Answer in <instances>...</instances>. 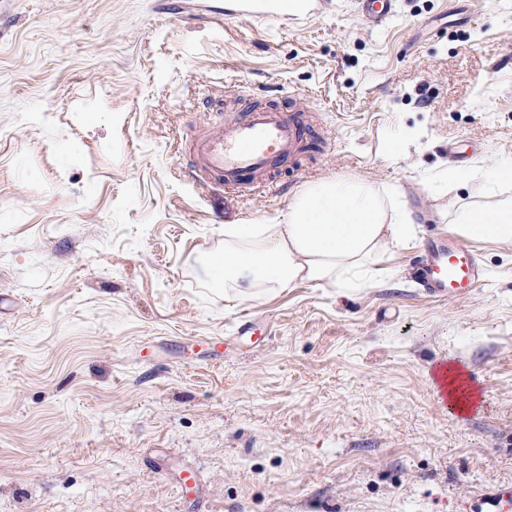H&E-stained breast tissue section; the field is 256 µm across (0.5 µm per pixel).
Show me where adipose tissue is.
I'll return each mask as SVG.
<instances>
[{
	"label": "adipose tissue",
	"instance_id": "1",
	"mask_svg": "<svg viewBox=\"0 0 512 512\" xmlns=\"http://www.w3.org/2000/svg\"><path fill=\"white\" fill-rule=\"evenodd\" d=\"M444 181H476L480 200L448 215L450 231L512 243V158L467 173L444 170ZM414 220L394 185L363 178L325 179L299 189L272 224L224 227V285L252 298L297 281L340 289L370 288L384 278L385 255L414 247Z\"/></svg>",
	"mask_w": 512,
	"mask_h": 512
}]
</instances>
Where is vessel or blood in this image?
I'll return each instance as SVG.
<instances>
[{"instance_id": "b4317fda", "label": "vessel or blood", "mask_w": 512, "mask_h": 512, "mask_svg": "<svg viewBox=\"0 0 512 512\" xmlns=\"http://www.w3.org/2000/svg\"><path fill=\"white\" fill-rule=\"evenodd\" d=\"M365 17L375 26L393 16V0H363ZM207 12L238 20L271 17L280 24L295 20L282 12L281 0H213ZM313 130L299 114L256 108L236 121L223 122L197 137L189 175L231 195L273 185L276 168L288 166L304 151ZM422 285L439 298H463L480 288L483 271L473 249L454 238L429 243L419 261Z\"/></svg>"}]
</instances>
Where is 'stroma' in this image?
I'll return each mask as SVG.
<instances>
[{
    "mask_svg": "<svg viewBox=\"0 0 512 512\" xmlns=\"http://www.w3.org/2000/svg\"><path fill=\"white\" fill-rule=\"evenodd\" d=\"M187 4L0 9V512H504L512 244L468 239L486 278L459 300L426 296L416 257L475 197L438 174L512 157V0H395L378 27L358 0L295 28ZM270 105L330 142L269 191L190 179L212 120ZM336 176L399 186L416 247L344 296L225 300V225ZM438 358L467 413L438 399Z\"/></svg>",
    "mask_w": 512,
    "mask_h": 512,
    "instance_id": "obj_1",
    "label": "stroma"
}]
</instances>
